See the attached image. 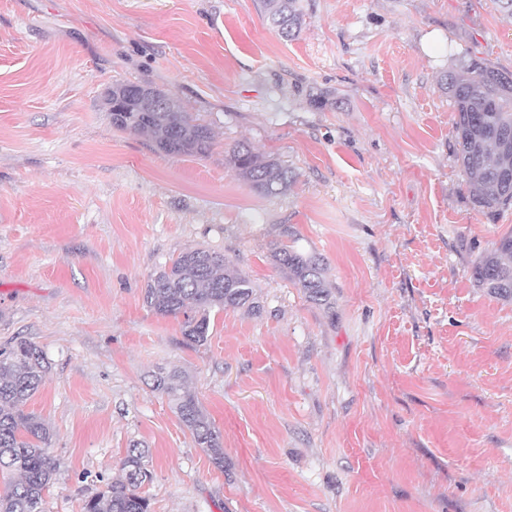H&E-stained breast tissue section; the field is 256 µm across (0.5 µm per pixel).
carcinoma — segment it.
Listing matches in <instances>:
<instances>
[{
    "mask_svg": "<svg viewBox=\"0 0 512 512\" xmlns=\"http://www.w3.org/2000/svg\"><path fill=\"white\" fill-rule=\"evenodd\" d=\"M264 16L286 39L298 37L303 14L299 0H261ZM453 100L457 161L467 178L475 206L490 217L512 207V73L470 58L441 77ZM112 125L147 133L169 155L204 156L212 146L208 125L186 112L165 91L136 96L137 85L112 84ZM232 168L266 196L288 192L295 174L279 160L238 144L229 152ZM273 262L316 304L331 307L320 257L278 243ZM475 287L499 301L512 302V233L484 251L472 270ZM144 302L156 314L182 318V335L190 345L209 337L211 313L226 308H257L251 282L234 270L223 254L192 249L170 258L148 278ZM50 363L43 350L21 340L0 350V474L9 480L0 493V512H45V493L56 474L52 430L25 405L39 390ZM153 388L169 398L195 444L216 467L224 468V448L213 422L177 371L153 375ZM121 475L107 490L86 498L83 512H151L150 499L137 488L152 481L149 450L134 442L119 465Z\"/></svg>",
    "mask_w": 512,
    "mask_h": 512,
    "instance_id": "carcinoma-1",
    "label": "carcinoma"
}]
</instances>
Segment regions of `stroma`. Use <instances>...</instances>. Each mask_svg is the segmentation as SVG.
Segmentation results:
<instances>
[{"mask_svg": "<svg viewBox=\"0 0 512 512\" xmlns=\"http://www.w3.org/2000/svg\"><path fill=\"white\" fill-rule=\"evenodd\" d=\"M300 5L286 41L259 0H0V347L51 365L26 405L60 462L45 512H83L134 441L152 512H512V303L471 279L512 210L474 206L439 84L469 57L512 73V16ZM118 81L197 113L209 154L115 129ZM240 142L294 170L285 195L227 165ZM288 236L323 260L332 307L274 264ZM198 247L261 310L212 312L189 346L143 294ZM160 367L186 372L224 469L153 391Z\"/></svg>", "mask_w": 512, "mask_h": 512, "instance_id": "obj_1", "label": "stroma"}]
</instances>
